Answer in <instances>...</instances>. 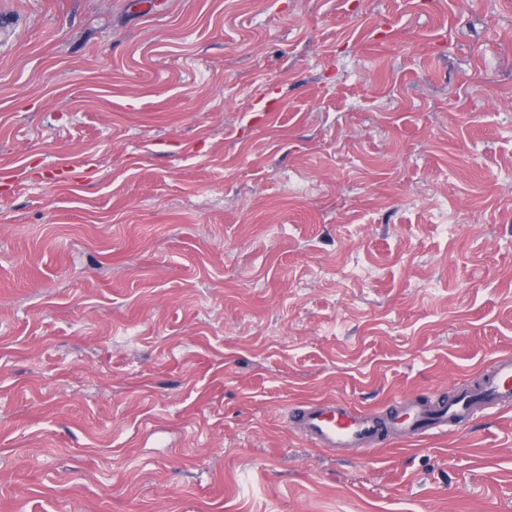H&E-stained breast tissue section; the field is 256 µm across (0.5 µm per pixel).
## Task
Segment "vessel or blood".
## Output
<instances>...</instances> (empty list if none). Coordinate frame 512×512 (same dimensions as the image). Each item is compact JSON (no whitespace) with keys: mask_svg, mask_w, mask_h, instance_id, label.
<instances>
[{"mask_svg":"<svg viewBox=\"0 0 512 512\" xmlns=\"http://www.w3.org/2000/svg\"><path fill=\"white\" fill-rule=\"evenodd\" d=\"M512 407V357L497 359L489 375L464 389L444 405L406 397L392 400L383 410L350 407L328 398L290 406V429L314 446L329 450H373L384 439L437 437L458 431L477 416Z\"/></svg>","mask_w":512,"mask_h":512,"instance_id":"vessel-or-blood-1","label":"vessel or blood"}]
</instances>
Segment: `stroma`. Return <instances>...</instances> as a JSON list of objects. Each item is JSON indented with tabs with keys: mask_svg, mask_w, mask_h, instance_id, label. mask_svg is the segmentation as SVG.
Segmentation results:
<instances>
[{
	"mask_svg": "<svg viewBox=\"0 0 512 512\" xmlns=\"http://www.w3.org/2000/svg\"><path fill=\"white\" fill-rule=\"evenodd\" d=\"M504 354L512 0H0V512H512V409L287 426ZM511 407L512 357L509 356L497 359L489 375L443 406L398 397L386 409L370 411L328 398L291 405L288 423L293 432L318 448L373 451L386 438L448 435L474 417Z\"/></svg>",
	"mask_w": 512,
	"mask_h": 512,
	"instance_id": "1",
	"label": "stroma"
}]
</instances>
